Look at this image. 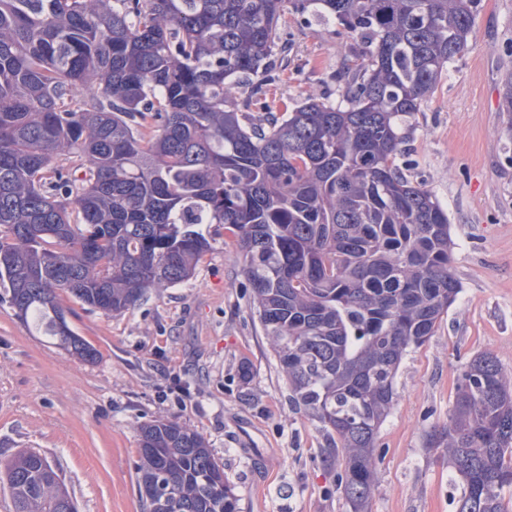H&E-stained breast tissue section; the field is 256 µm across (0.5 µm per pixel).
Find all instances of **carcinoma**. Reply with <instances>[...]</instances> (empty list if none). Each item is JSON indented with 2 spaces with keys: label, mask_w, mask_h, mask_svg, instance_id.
<instances>
[{
  "label": "carcinoma",
  "mask_w": 512,
  "mask_h": 512,
  "mask_svg": "<svg viewBox=\"0 0 512 512\" xmlns=\"http://www.w3.org/2000/svg\"><path fill=\"white\" fill-rule=\"evenodd\" d=\"M284 3L0 0V303L92 362L61 294L127 311L189 281L224 227L293 401L336 434L348 512H367L398 368L461 292L448 212L403 172L405 127L468 47L480 0H292L368 51L337 78L343 100L279 108ZM499 107L512 117V75ZM140 434L138 487L164 484L154 512H238L200 434ZM426 447L462 479L459 512H506L512 378L492 356L463 367ZM0 484L15 512H77L37 450L1 458Z\"/></svg>",
  "instance_id": "carcinoma-1"
}]
</instances>
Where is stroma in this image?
I'll use <instances>...</instances> for the list:
<instances>
[{
  "instance_id": "stroma-1",
  "label": "stroma",
  "mask_w": 512,
  "mask_h": 512,
  "mask_svg": "<svg viewBox=\"0 0 512 512\" xmlns=\"http://www.w3.org/2000/svg\"><path fill=\"white\" fill-rule=\"evenodd\" d=\"M284 19L285 70L271 98L338 100L351 37L289 7ZM509 70L512 0H481L469 49L407 124V174L448 212L462 291L401 362L369 512H456L464 485L425 434L447 423L471 359L492 355L512 377V120L499 108ZM63 303L95 362L33 335L0 304V458L40 450L78 512H145L140 426L173 421L205 439L239 512H347L330 460L336 438L290 402L230 234L217 235L187 283L152 290L123 313Z\"/></svg>"
}]
</instances>
